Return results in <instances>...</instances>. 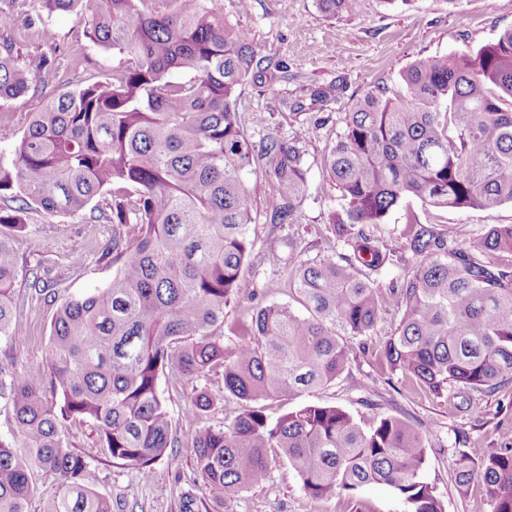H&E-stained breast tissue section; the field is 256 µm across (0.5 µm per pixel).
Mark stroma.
I'll use <instances>...</instances> for the list:
<instances>
[{"label": "stroma", "mask_w": 512, "mask_h": 512, "mask_svg": "<svg viewBox=\"0 0 512 512\" xmlns=\"http://www.w3.org/2000/svg\"><path fill=\"white\" fill-rule=\"evenodd\" d=\"M225 17L246 30L256 45L260 65L275 73V80L248 77L238 91L237 112L246 138L253 144L270 139L300 141L307 168V187L295 202V221H272L282 200L273 179L254 206L250 228L253 250L242 270L237 298L224 308V346L236 347L235 323L249 320L259 304L289 301L288 272L300 260L340 258L347 250L329 226L333 211L344 200L329 181L324 159L345 130V114L371 87H401L403 70L421 56L478 50L512 27V0H360L356 13L326 16L317 0H221ZM18 22L0 30V43L10 42L16 62L27 66L36 57L54 54L63 74L61 90L95 81H108L120 63L118 54L95 46L86 36L84 21L66 13L42 12L38 0H0ZM326 98H317V91ZM45 89L32 80L19 97L0 100V158L9 159L15 135L25 128ZM433 225L445 237L460 226L468 234L459 245L481 237L497 224H512V204L488 210H448L419 198L402 199L382 224L373 227L390 262L373 280L384 296V312L367 349L358 353L349 374L305 394L302 401L344 409L369 426L385 415H396L427 437L424 478L436 488L445 512H491L480 485L459 494L454 482V448L466 438L472 459H482L501 447L502 436L512 428V383L500 391L476 396L471 409L459 408L455 397H435L401 375L390 373L380 358V348L399 323L401 311L390 292L392 282L412 274L417 260L408 248L409 222ZM108 224H90L81 216L51 217L31 211L27 227L17 233L13 247L24 269H37L56 281L58 299L93 292L112 276L101 257L103 243L111 238ZM280 243L279 262H271L267 247ZM55 306L20 282L16 292V317L22 334L0 342V360L16 369L46 361L50 322ZM206 390L214 399L209 411L195 413L188 401L194 389ZM160 390L169 406L173 428L180 438L168 455L153 465L150 480L130 466L117 465L105 455L96 429L88 422H68L62 434L71 447L95 467L97 490L112 501V512H180L181 497L193 491L206 503L220 502L219 512H403L404 506L387 486L371 484L353 494L315 501L309 498L297 473L269 449L272 470L268 479L237 494L220 497L207 489L195 467V455L185 434L189 429L229 423L238 411L236 401L224 395V372L215 368L195 382L162 376Z\"/></svg>", "instance_id": "1"}]
</instances>
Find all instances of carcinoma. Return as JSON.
Instances as JSON below:
<instances>
[{"label": "carcinoma", "instance_id": "carcinoma-1", "mask_svg": "<svg viewBox=\"0 0 512 512\" xmlns=\"http://www.w3.org/2000/svg\"><path fill=\"white\" fill-rule=\"evenodd\" d=\"M140 2L42 0L50 15L86 19L89 39L129 65L110 82L47 97L11 161L0 162V340L23 331L11 240L31 210L87 211L112 225L101 251L112 279L59 304L45 366L18 371L0 361V405L16 427L0 438V512H27L38 476L58 485L43 512H112L63 424L92 423L112 461L147 478L177 442L161 376L198 378L215 365L239 413L187 434L205 486L231 495L265 481L268 449L278 448L314 500L376 483L404 512H444L423 476L425 436L403 418L367 428L339 407L306 403L273 421L258 403L335 381L353 361L350 339L376 326L382 296L369 276L389 256L356 225L382 223L408 196L448 209L512 204V27L475 52L418 57L401 74L403 91L375 86L354 103L325 160L346 201L331 224L350 255L299 262L292 300L258 305L228 353L224 306L241 288L263 188L245 171L259 152L283 200L274 220L290 224L306 186L303 151L295 141L257 147L246 138L237 92L257 50L217 0H174L167 12ZM318 4L335 17L355 13L359 0ZM32 72L45 87L59 83L54 55L20 68L12 45H0V99L27 92ZM175 74L189 80L174 83ZM108 192L106 208L91 207ZM407 239L419 264L392 286L403 314L382 349L389 372L438 398L457 389L467 405L511 383L512 259L501 254L512 256V224L492 226L468 250L428 224L409 223ZM503 442L478 463L462 448L454 460L458 491L480 483L492 512H512L511 432Z\"/></svg>", "mask_w": 512, "mask_h": 512}]
</instances>
